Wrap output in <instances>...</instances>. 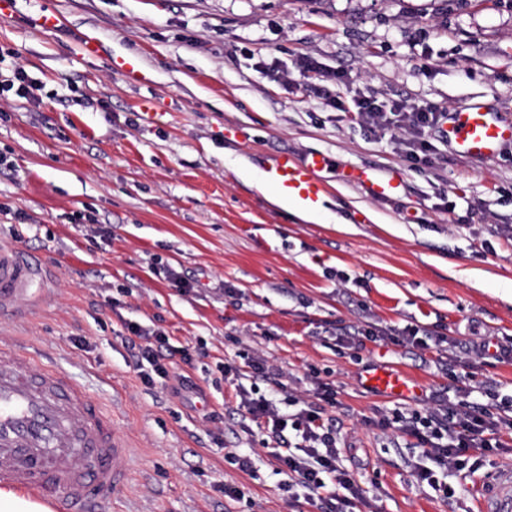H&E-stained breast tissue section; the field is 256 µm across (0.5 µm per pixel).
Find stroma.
Masks as SVG:
<instances>
[{
	"label": "stroma",
	"mask_w": 512,
	"mask_h": 512,
	"mask_svg": "<svg viewBox=\"0 0 512 512\" xmlns=\"http://www.w3.org/2000/svg\"><path fill=\"white\" fill-rule=\"evenodd\" d=\"M47 9L66 19L57 31L38 25ZM87 33L97 57L80 52ZM0 47L11 52L0 69L23 68L38 88L0 98V155L13 166L0 176V241L42 260L47 290L0 326V340L67 370L132 443L127 492L109 512H318L289 500L238 413L252 353L291 392L312 396L313 370L335 390L341 464L380 512H448L412 475V439L378 424L416 397L360 381L379 364L455 399L439 366L445 347L347 349L337 338L366 314L455 341L475 330L512 338V147L477 160L434 136L436 163L419 173L350 111L365 95L448 113L478 103L512 118V0H15ZM302 57L336 73L342 109L299 78L274 80ZM121 58L137 60L136 78L115 69ZM314 151L333 162L323 224L255 187L277 155ZM361 166L400 174V193L340 181L339 169ZM86 209L92 237L74 222ZM166 262L194 290L173 287ZM131 320L194 352L193 365L176 357L170 372L203 394L142 384L120 341ZM225 363L240 375L225 376ZM213 411L222 423L206 422ZM502 439L506 452L465 479L463 512H491L512 481V433ZM231 452L251 454L252 472L230 464ZM223 483L243 498H225Z\"/></svg>",
	"instance_id": "obj_1"
}]
</instances>
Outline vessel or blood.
I'll return each instance as SVG.
<instances>
[{
  "mask_svg": "<svg viewBox=\"0 0 512 512\" xmlns=\"http://www.w3.org/2000/svg\"><path fill=\"white\" fill-rule=\"evenodd\" d=\"M448 141L474 159H487L512 144V120L473 104L451 115ZM330 160L315 151L304 159L280 154L265 172L267 183L288 202L313 209L326 186L319 174ZM344 181L368 185L373 195L398 194L400 175L376 177L368 169L345 170ZM42 266L17 249L0 244V317L28 301ZM374 393L410 396L416 385L381 366L364 371ZM131 448L112 419L85 387L67 372L31 358L25 350L0 344V484L51 497L56 512H100L127 485Z\"/></svg>",
  "mask_w": 512,
  "mask_h": 512,
  "instance_id": "b4317fda",
  "label": "vessel or blood"
}]
</instances>
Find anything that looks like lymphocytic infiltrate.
<instances>
[{
    "label": "lymphocytic infiltrate",
    "mask_w": 512,
    "mask_h": 512,
    "mask_svg": "<svg viewBox=\"0 0 512 512\" xmlns=\"http://www.w3.org/2000/svg\"><path fill=\"white\" fill-rule=\"evenodd\" d=\"M446 118V112L431 104L387 107L364 97L357 100L352 121L361 129L390 135L412 169L418 170L430 163L428 133L441 132ZM126 329L124 342L142 382L151 387L157 380L168 379L166 362L174 351L163 328L131 322ZM429 335L427 328L418 325L383 329L367 322L345 332L338 343L349 347L369 339L421 345ZM511 359L512 345L468 342L448 357V377L457 384L456 402L430 395L422 408H395L380 418L382 426L413 439L420 457L414 476L441 493L449 505L458 504L465 491L463 478L479 470L483 458L503 452L501 430L512 429V395L475 388L463 382L461 372L478 363ZM248 367L253 378L266 382L269 389L239 391V410L259 430L263 447L272 449L283 476L281 488L289 498L304 499L318 512H358L362 507L378 512L340 464L338 421L328 413L336 405L333 388L318 383L314 400L308 401L285 393L279 371L264 360L252 359ZM476 392L481 400H473Z\"/></svg>",
    "instance_id": "lymphocytic-infiltrate-1"
}]
</instances>
